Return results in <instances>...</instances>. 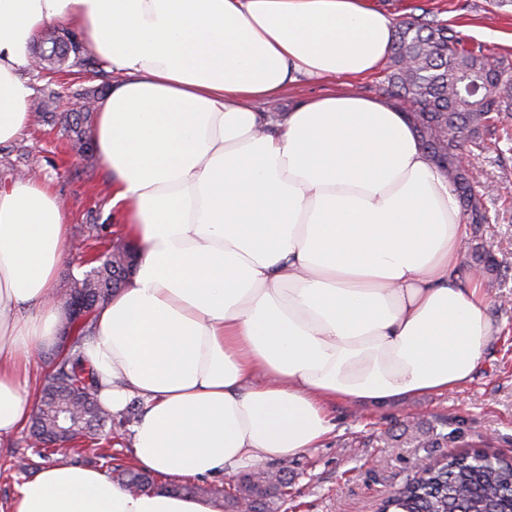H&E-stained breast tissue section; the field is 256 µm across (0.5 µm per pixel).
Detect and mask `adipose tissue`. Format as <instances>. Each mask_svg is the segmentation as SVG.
Segmentation results:
<instances>
[{"instance_id": "1", "label": "adipose tissue", "mask_w": 512, "mask_h": 512, "mask_svg": "<svg viewBox=\"0 0 512 512\" xmlns=\"http://www.w3.org/2000/svg\"><path fill=\"white\" fill-rule=\"evenodd\" d=\"M65 22L119 78L93 138L139 249L82 347L103 406L132 399L137 469L232 476L318 447L329 406H382L470 381L494 335L466 226L409 116L354 92L267 130L300 79L358 78L395 24L373 0H0V143L29 122L23 77ZM68 214L49 183L0 188V440L33 411L31 356L57 343ZM11 512H214L101 470L52 465Z\"/></svg>"}]
</instances>
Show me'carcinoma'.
I'll list each match as a JSON object with an SVG mask.
<instances>
[{
  "label": "carcinoma",
  "mask_w": 512,
  "mask_h": 512,
  "mask_svg": "<svg viewBox=\"0 0 512 512\" xmlns=\"http://www.w3.org/2000/svg\"><path fill=\"white\" fill-rule=\"evenodd\" d=\"M55 43H64L67 49L56 54L39 52L42 69L57 73L71 58L76 65L87 63L85 47L75 33L49 29L39 47ZM485 58L482 46L463 44L445 24L402 20L396 24L386 88L392 98L413 107L410 117L422 145L447 176L476 239L482 225L490 223L489 210L485 194L476 189L472 173L457 158L467 144L475 145L485 134L498 131L508 144L500 151V161L512 152V60L502 58L488 69ZM132 263L134 256L128 249L107 246L86 260L89 269L72 278L61 301L77 294L97 307L123 288L126 280L117 273ZM475 269L496 279L500 263L490 249L477 244L458 269L460 279H468ZM93 324L89 317L72 326L70 349L51 360L30 425L33 442L41 444L40 455L55 445H99L112 436L115 416L101 406L96 374L80 355ZM399 437L408 441L425 437L432 444L448 439L446 434L418 426L403 428ZM111 470L125 489L150 492L160 488L154 475L132 466L117 464ZM291 488L286 466L256 472L224 490V512H233L241 499L251 501L254 512H274V505L291 496ZM171 490L204 497L218 493L212 486L199 484L174 485ZM381 512H512V464L478 455H450L417 471L383 502Z\"/></svg>",
  "instance_id": "1"
}]
</instances>
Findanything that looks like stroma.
<instances>
[{"label": "stroma", "mask_w": 512, "mask_h": 512, "mask_svg": "<svg viewBox=\"0 0 512 512\" xmlns=\"http://www.w3.org/2000/svg\"><path fill=\"white\" fill-rule=\"evenodd\" d=\"M393 19L428 15L451 26L459 36L484 45L494 58L512 59V5L492 0H377ZM33 94L30 106L44 105L41 121L30 122L20 137L0 144V186L35 177L51 181L70 215L66 261L57 277L56 294H64L85 260L78 248L86 242L103 248L121 226L109 206L108 174L101 161L90 162L72 148L63 115L75 94L111 83L116 75L103 62L74 68L58 78L28 70ZM476 188L486 195L491 222L481 240L501 264L494 287L486 289L488 312L497 334L484 351L473 379L443 394H418L393 400L384 407L339 401L329 413L333 431L322 446L288 459L294 472L293 498L277 512H378L391 487L412 478L418 459L483 450L512 460V162L500 165L492 139L472 149ZM420 421L447 433L439 445L400 441L402 425ZM24 469H17V461ZM79 463L102 467L95 451L59 450L42 460L25 434L0 442V512H8L19 487L46 464Z\"/></svg>", "instance_id": "obj_1"}]
</instances>
